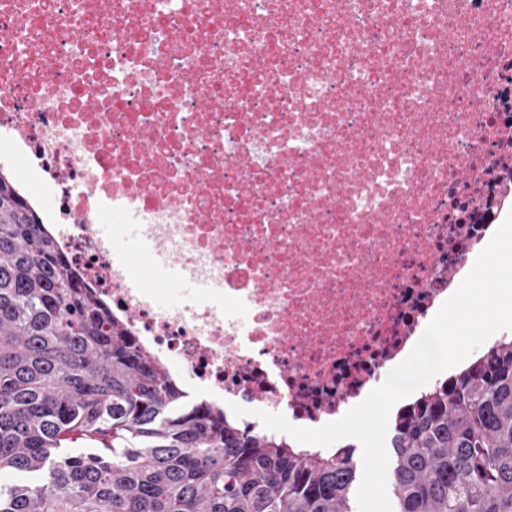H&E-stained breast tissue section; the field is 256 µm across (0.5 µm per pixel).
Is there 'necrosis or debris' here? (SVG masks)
<instances>
[{
    "instance_id": "1",
    "label": "necrosis or debris",
    "mask_w": 512,
    "mask_h": 512,
    "mask_svg": "<svg viewBox=\"0 0 512 512\" xmlns=\"http://www.w3.org/2000/svg\"><path fill=\"white\" fill-rule=\"evenodd\" d=\"M0 155L167 370L317 428L512 212V0H0ZM138 243L132 238L129 240L123 252L124 258L137 271L143 288L158 287L154 273L141 263Z\"/></svg>"
}]
</instances>
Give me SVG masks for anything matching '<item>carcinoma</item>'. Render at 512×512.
Wrapping results in <instances>:
<instances>
[{"mask_svg":"<svg viewBox=\"0 0 512 512\" xmlns=\"http://www.w3.org/2000/svg\"><path fill=\"white\" fill-rule=\"evenodd\" d=\"M390 448L394 512H512V338L405 407ZM0 470L44 476L0 512H356L353 445L294 448L188 400L2 169Z\"/></svg>","mask_w":512,"mask_h":512,"instance_id":"obj_1","label":"carcinoma"}]
</instances>
